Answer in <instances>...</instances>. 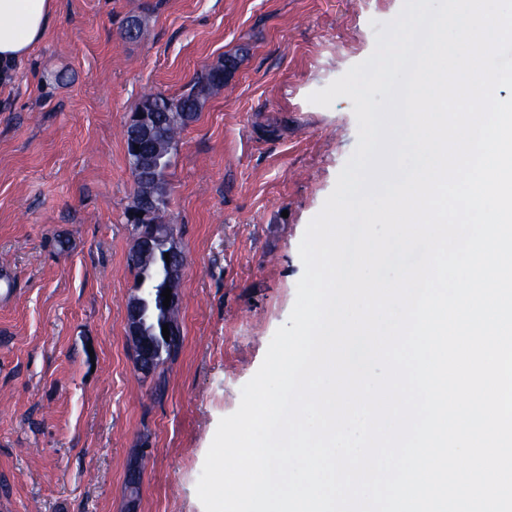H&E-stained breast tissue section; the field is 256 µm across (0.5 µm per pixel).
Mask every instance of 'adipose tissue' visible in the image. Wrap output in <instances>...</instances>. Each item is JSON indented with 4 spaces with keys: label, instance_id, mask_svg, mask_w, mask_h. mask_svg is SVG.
Returning a JSON list of instances; mask_svg holds the SVG:
<instances>
[{
    "label": "adipose tissue",
    "instance_id": "adipose-tissue-1",
    "mask_svg": "<svg viewBox=\"0 0 512 512\" xmlns=\"http://www.w3.org/2000/svg\"><path fill=\"white\" fill-rule=\"evenodd\" d=\"M55 0H0V84L46 36Z\"/></svg>",
    "mask_w": 512,
    "mask_h": 512
}]
</instances>
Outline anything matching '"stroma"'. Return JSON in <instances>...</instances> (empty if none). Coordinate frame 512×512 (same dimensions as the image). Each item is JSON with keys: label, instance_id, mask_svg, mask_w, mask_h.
Wrapping results in <instances>:
<instances>
[{"label": "stroma", "instance_id": "35a3bbf8", "mask_svg": "<svg viewBox=\"0 0 512 512\" xmlns=\"http://www.w3.org/2000/svg\"><path fill=\"white\" fill-rule=\"evenodd\" d=\"M401 6L59 0L0 86V512H204L196 484L218 422L287 321L299 243L356 147L352 101L308 97L369 57ZM243 45L171 155L183 345L147 377L125 322L126 123L144 94L180 96Z\"/></svg>", "mask_w": 512, "mask_h": 512}]
</instances>
